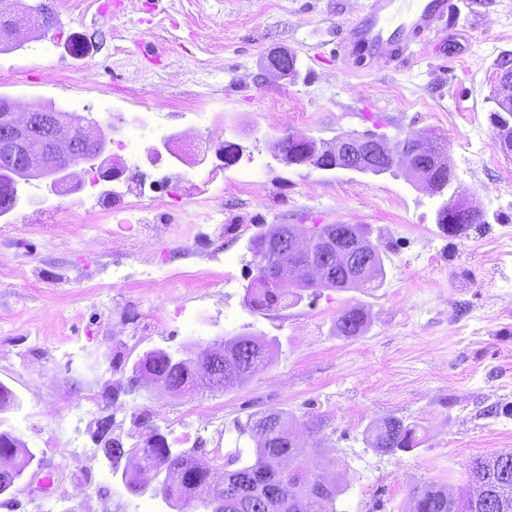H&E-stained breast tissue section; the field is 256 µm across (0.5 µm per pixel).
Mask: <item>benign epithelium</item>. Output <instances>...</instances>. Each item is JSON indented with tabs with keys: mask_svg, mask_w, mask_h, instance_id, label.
<instances>
[{
	"mask_svg": "<svg viewBox=\"0 0 512 512\" xmlns=\"http://www.w3.org/2000/svg\"><path fill=\"white\" fill-rule=\"evenodd\" d=\"M265 71L286 80L289 74L300 71L298 56L288 50H277L269 54L263 64ZM494 95L497 111L508 120L506 127L495 129V140L499 147L512 153V61H504L497 68L494 80ZM140 115L119 114L100 122L84 116L76 119L63 116L56 108L46 104L31 105L22 110L13 105L0 112V188L13 190L21 182L38 181L48 192L76 194L82 191L83 181L76 178L74 168L81 165H97V174L104 180H118L126 168L109 163L111 147L129 123H141ZM46 135L47 147L38 154L30 150V142L36 134ZM306 140L302 153L295 155L284 143ZM182 140L178 132L158 139L148 153V161L157 165L168 158L177 159L191 166H202L210 161L208 153L195 154L189 158L175 150ZM426 140L407 136L395 148H390L384 137L375 133L341 135L328 144L303 137L299 133L288 132L277 138L274 147L278 160L288 166L306 165L320 171L336 169L349 170L364 175L379 176L387 173L396 163L404 162L410 173L420 177V183L436 189V184L422 177L430 158L423 153ZM241 147L232 140H225L215 148V158L224 167L235 164ZM320 239L323 248L317 261L306 268H296L289 263L279 266L277 277L288 280V276L302 275L317 286L330 283L336 276H346L349 283L356 282L373 272L368 247L360 240H352L350 233L336 225L331 234L323 231V225L307 227L305 240H300L299 230L284 238L268 241L265 249L298 256L307 251L308 240ZM214 352L212 346L198 347L194 351L183 348L171 353L170 360L180 362L185 359L198 360Z\"/></svg>",
	"mask_w": 512,
	"mask_h": 512,
	"instance_id": "benign-epithelium-1",
	"label": "benign epithelium"
}]
</instances>
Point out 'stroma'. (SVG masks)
Returning a JSON list of instances; mask_svg holds the SVG:
<instances>
[{"label":"stroma","mask_w":512,"mask_h":512,"mask_svg":"<svg viewBox=\"0 0 512 512\" xmlns=\"http://www.w3.org/2000/svg\"><path fill=\"white\" fill-rule=\"evenodd\" d=\"M47 30L21 34L0 52V94L20 106L66 110L82 99L146 119L163 115L187 144L235 136L260 183L241 191V164L178 165L163 193L207 192L219 232L184 238L166 224L84 225L92 173L81 192L34 206L23 186L0 221V384L16 409L0 414L36 453L49 493L30 475L0 494V512H173L133 494L111 472L93 433L104 391L126 382L143 352L206 346L222 336L276 339L270 363L220 390L120 397L113 430L146 439V413L175 448L210 460L248 449L234 420L270 409L294 416L316 464L343 489L338 512H404L414 490L458 494L478 456L512 450V156L496 147L490 114L498 63L512 58V0H453L424 44L401 64L337 55L365 0H49ZM295 52L297 81L262 69L274 48ZM142 95H125L126 86ZM329 140L368 131L388 145L408 134L443 138L467 204L485 221L451 236L436 222L439 196L413 182L405 164L365 176L289 167L274 156L283 131ZM272 224H361L384 262L381 288H320L294 306L255 314L243 304L255 275L247 249ZM223 282L201 288L187 274ZM359 306L364 333L341 336L336 318ZM395 416L418 426L421 443L387 455L367 440Z\"/></svg>","instance_id":"35a3bbf8"}]
</instances>
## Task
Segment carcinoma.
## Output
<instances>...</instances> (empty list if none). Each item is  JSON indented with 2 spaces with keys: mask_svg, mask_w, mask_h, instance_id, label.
<instances>
[{
  "mask_svg": "<svg viewBox=\"0 0 512 512\" xmlns=\"http://www.w3.org/2000/svg\"><path fill=\"white\" fill-rule=\"evenodd\" d=\"M23 14L31 23L42 18H51L49 6L42 2L24 7ZM485 223L482 212L457 205L448 210L438 209L437 224L450 235H455L472 224ZM282 233V225L271 227L254 235L248 244L252 264L258 260L268 262L273 268L278 262L288 261V256L277 260L264 255L267 237ZM375 277L358 284L360 288H379L384 282V264L377 249H372ZM310 288L303 279L286 284L273 279H263L257 274L247 286L245 305L257 313L268 312L279 307L297 304L302 299L301 291ZM367 324L364 309L352 307L342 311L336 318V330L346 337L361 335ZM244 342L241 336H232L224 343V377L211 378L195 363L171 364L167 351L151 349L145 351L132 365V376L126 386L112 391V398L120 393L129 394L137 378L153 377L168 388L184 392L203 389H222L235 381H242L257 373L271 357L274 343L258 337L253 358H238L236 349ZM107 429L98 435L105 446L112 450V472L125 475L128 485L140 484L136 471H165L159 488L164 501L172 508L199 505L204 512H338L336 500L343 489L335 482L327 481L310 461L305 448L290 442L294 421L282 410H268L260 416L250 415L246 420H235L233 427L238 437H248L252 446L248 453L236 450L224 459L220 466L223 478L216 482L211 477L215 467L197 461L195 449L170 447L164 437L125 447L119 437H110L112 418H107ZM372 447L391 455L409 452L418 447L421 439L418 427L390 416L368 431ZM36 454L18 436L0 432V459L10 461L9 468L0 470V494L6 492L34 460ZM497 454L478 457L468 466V480L484 488L489 497L512 504V473L502 477L493 471ZM409 512H483L475 497L468 493L454 498L444 490L429 486L412 494Z\"/></svg>",
  "mask_w": 512,
  "mask_h": 512,
  "instance_id": "1",
  "label": "carcinoma"
}]
</instances>
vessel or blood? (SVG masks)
<instances>
[{
    "instance_id": "b4317fda",
    "label": "vessel or blood",
    "mask_w": 512,
    "mask_h": 512,
    "mask_svg": "<svg viewBox=\"0 0 512 512\" xmlns=\"http://www.w3.org/2000/svg\"><path fill=\"white\" fill-rule=\"evenodd\" d=\"M450 5L451 0H367L363 18L341 48L344 61L359 64L386 55L404 62L410 48L428 38L433 22L446 16Z\"/></svg>"
}]
</instances>
